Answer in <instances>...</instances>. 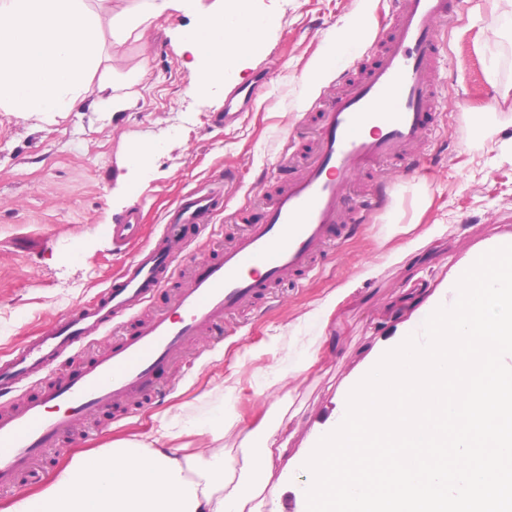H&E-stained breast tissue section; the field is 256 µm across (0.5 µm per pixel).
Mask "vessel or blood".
<instances>
[{
  "mask_svg": "<svg viewBox=\"0 0 512 512\" xmlns=\"http://www.w3.org/2000/svg\"><path fill=\"white\" fill-rule=\"evenodd\" d=\"M458 6L459 0H395L393 21L376 33L375 60L360 77L341 75L337 93L305 113L303 124L314 128L309 156L296 164L294 144L285 141L262 220L248 224L220 258L182 274L189 228L206 233L224 202L223 190L205 185L181 198L157 239L140 245L95 304L53 323L0 364L6 395L112 330L174 279L186 280L167 307L136 321L81 371L0 413V486L59 445L91 411L154 394L159 371L188 341L221 331L229 317L272 300L275 287L315 271L319 255L385 206L386 169L412 165L437 129V29L453 24ZM356 172L371 175V183L353 187ZM141 229L135 207L113 225L112 238L138 242Z\"/></svg>",
  "mask_w": 512,
  "mask_h": 512,
  "instance_id": "b4317fda",
  "label": "vessel or blood"
}]
</instances>
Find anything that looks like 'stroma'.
Here are the masks:
<instances>
[{
    "instance_id": "stroma-1",
    "label": "stroma",
    "mask_w": 512,
    "mask_h": 512,
    "mask_svg": "<svg viewBox=\"0 0 512 512\" xmlns=\"http://www.w3.org/2000/svg\"><path fill=\"white\" fill-rule=\"evenodd\" d=\"M215 2L178 0L140 42L113 44L108 28H101L104 60L79 111L0 112V361L104 289L137 249L112 241L113 224L132 207L140 208L144 233L152 235L181 194L223 179L230 169L227 208L188 259L198 264L220 256L241 230L231 221L234 213L260 218L284 138H296L299 152H306L311 133L301 124L304 111L335 88L338 73L373 60L377 22L392 9L391 0H250L255 14L270 19L258 52L230 60L222 84L192 95L196 73L175 46ZM357 23L360 42L336 69L322 71L328 43ZM495 25L502 34L492 39L488 29ZM439 38V129L418 169L390 171L388 205L330 250L309 277L283 286L274 307L245 312L225 323L223 335L189 343L160 373L156 398L95 413L64 446L45 449L17 487L0 489V512L21 493L47 489L75 455L146 439L184 410L204 416L220 405L241 430L252 429L259 422L254 405L263 399L295 414L280 431L288 449L274 458L272 472L283 480L284 512H300L286 476L370 352L409 319V312L390 310L391 300L407 288L436 287L452 261L512 234V20L493 15L488 0H463L455 24ZM261 71L269 80L252 110L235 127L214 124L227 94ZM130 74L133 106L114 113L91 108L101 80ZM146 144L154 149L151 157L133 163L135 149ZM434 224L439 236L418 255L359 279L365 263L380 261ZM351 280L357 286L328 327L331 351L297 385H278L277 376L311 332L305 314Z\"/></svg>"
}]
</instances>
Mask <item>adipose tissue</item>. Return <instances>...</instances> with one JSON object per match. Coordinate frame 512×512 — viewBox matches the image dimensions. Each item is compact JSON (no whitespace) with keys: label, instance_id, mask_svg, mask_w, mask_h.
<instances>
[{"label":"adipose tissue","instance_id":"1","mask_svg":"<svg viewBox=\"0 0 512 512\" xmlns=\"http://www.w3.org/2000/svg\"><path fill=\"white\" fill-rule=\"evenodd\" d=\"M88 2L0 0V112L74 111L102 55L99 17ZM170 2L108 0L113 41L144 39ZM265 25L246 0H221L201 15L176 46L196 67L190 94L221 83L230 57L255 53L259 45L249 34ZM354 288L347 282L309 313L314 331L305 354L289 358V377L309 370L328 342L330 317ZM237 427V419L220 412L210 420L185 415L150 441L122 442L105 454L80 456L48 490L22 496L7 512H277L280 487L272 480L271 463L286 447L278 443L276 429L260 427L244 437L240 461L229 460L223 442ZM197 432L210 436L211 447L190 454L172 448V441Z\"/></svg>","mask_w":512,"mask_h":512}]
</instances>
